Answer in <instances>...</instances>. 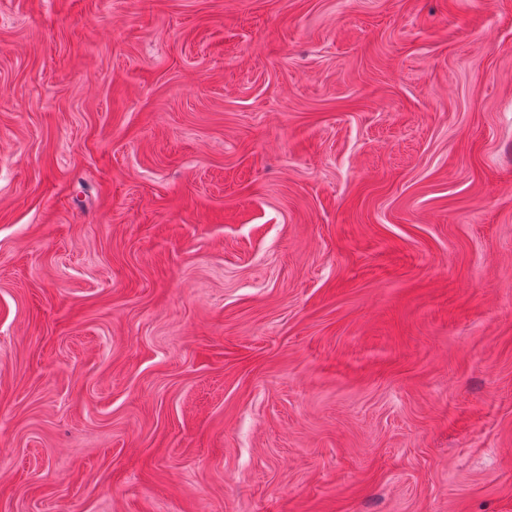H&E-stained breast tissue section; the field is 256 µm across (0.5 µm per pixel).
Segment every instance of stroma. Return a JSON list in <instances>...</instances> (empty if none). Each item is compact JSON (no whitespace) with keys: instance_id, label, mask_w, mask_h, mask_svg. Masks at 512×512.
Listing matches in <instances>:
<instances>
[{"instance_id":"obj_1","label":"stroma","mask_w":512,"mask_h":512,"mask_svg":"<svg viewBox=\"0 0 512 512\" xmlns=\"http://www.w3.org/2000/svg\"><path fill=\"white\" fill-rule=\"evenodd\" d=\"M0 512H512V0H0Z\"/></svg>"}]
</instances>
